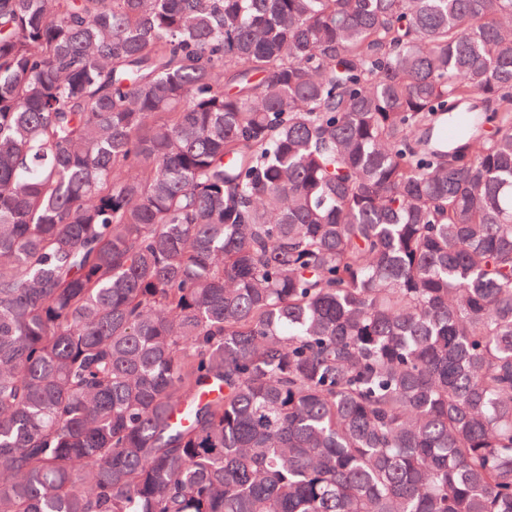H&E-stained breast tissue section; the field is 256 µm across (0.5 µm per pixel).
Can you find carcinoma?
Wrapping results in <instances>:
<instances>
[{
    "mask_svg": "<svg viewBox=\"0 0 512 512\" xmlns=\"http://www.w3.org/2000/svg\"><path fill=\"white\" fill-rule=\"evenodd\" d=\"M511 18L0 0V512H512Z\"/></svg>",
    "mask_w": 512,
    "mask_h": 512,
    "instance_id": "carcinoma-1",
    "label": "carcinoma"
}]
</instances>
